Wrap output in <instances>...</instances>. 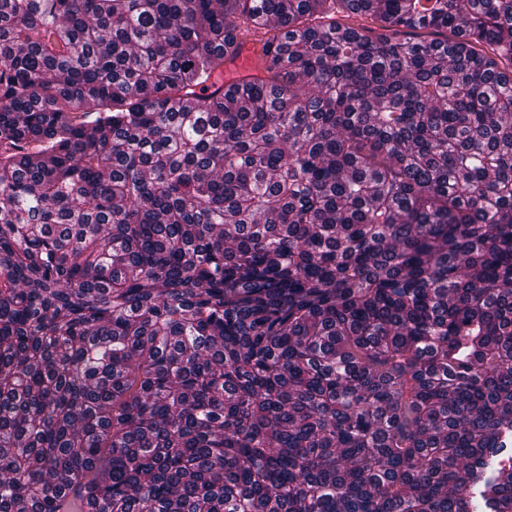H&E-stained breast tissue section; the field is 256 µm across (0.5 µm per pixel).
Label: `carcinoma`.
Here are the masks:
<instances>
[{
  "instance_id": "obj_1",
  "label": "carcinoma",
  "mask_w": 512,
  "mask_h": 512,
  "mask_svg": "<svg viewBox=\"0 0 512 512\" xmlns=\"http://www.w3.org/2000/svg\"><path fill=\"white\" fill-rule=\"evenodd\" d=\"M510 443L512 0H0V512H512ZM262 41L263 37L259 34L238 37L239 46L236 54L224 62V71L212 80L215 88H223L225 92L239 80L259 74Z\"/></svg>"
}]
</instances>
